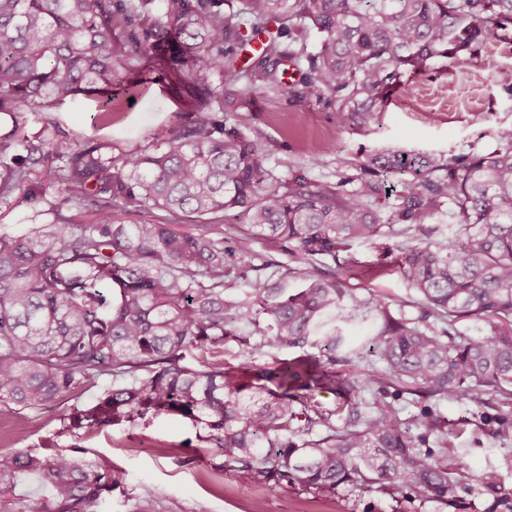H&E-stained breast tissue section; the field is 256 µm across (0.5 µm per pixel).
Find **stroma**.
Segmentation results:
<instances>
[{
  "label": "stroma",
  "mask_w": 512,
  "mask_h": 512,
  "mask_svg": "<svg viewBox=\"0 0 512 512\" xmlns=\"http://www.w3.org/2000/svg\"><path fill=\"white\" fill-rule=\"evenodd\" d=\"M127 78L123 71L112 78L111 126L98 120L92 97L65 101L54 112L75 139L110 137L129 149L147 146L157 126L188 124L191 106L166 70L140 68L133 85ZM240 88L228 118L251 138L275 144L272 164L281 177L303 167L313 179L335 182L361 176L359 162L380 152L448 158L498 148L499 131L512 128V39H488L459 59L437 61L425 73L404 79L386 105L381 129L372 132L339 128L333 108L317 99L299 103L245 81ZM246 262L252 280L274 281L297 266L287 244L267 238L254 240ZM318 267L330 280L350 271V287L363 298L384 300L393 315L416 318L425 309L421 295L401 277L394 254L382 247L354 243L337 258L322 259ZM439 410L455 430L454 445L471 471L496 466L512 487V439L497 434L495 395H486L479 405L446 401ZM28 417L25 432L14 437L9 450L73 453L92 467H109L122 475V486L107 498L103 512H131L134 498L154 493L160 496L161 512H248L256 501L263 512H394L396 506L383 494L316 499L290 488L259 489L241 475L215 470L214 449L190 420L176 414L78 437L64 429L55 412L32 410Z\"/></svg>",
  "instance_id": "1"
}]
</instances>
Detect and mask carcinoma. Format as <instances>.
I'll use <instances>...</instances> for the list:
<instances>
[{
  "label": "carcinoma",
  "mask_w": 512,
  "mask_h": 512,
  "mask_svg": "<svg viewBox=\"0 0 512 512\" xmlns=\"http://www.w3.org/2000/svg\"><path fill=\"white\" fill-rule=\"evenodd\" d=\"M0 0V200L27 205L46 182L60 190L49 210L75 215L58 224L0 232V406L17 422L27 409H50L71 432L147 416L177 414L200 426L216 449L214 467L240 473L267 491L292 487L317 496L356 490L398 493L409 505L453 508L476 481L490 512H512V490L493 466L471 478L436 405L484 395L512 408V129L487 154L445 158L394 151L365 160L368 178L335 183L299 169L277 176L272 144L253 140L219 111L238 84L283 89L275 65L305 66L295 99L334 107L340 128L380 126L385 101L402 78L439 59L457 58L493 33L512 36V0ZM319 49L307 52L310 32ZM261 39L255 60L238 67L234 44ZM146 58L167 68L193 101L191 125L161 126L144 149L117 142L75 143L52 108L96 95L112 115V75ZM219 77L214 85L210 77ZM41 112L29 133L21 110ZM403 182L386 217L376 202L390 175ZM354 184L349 189L347 185ZM94 208L91 221L81 220ZM157 209V223L123 224L119 215ZM448 213L457 230L439 224ZM247 226L224 236V221ZM193 222L195 235L176 230ZM398 241L401 276L434 318L395 317L382 300L361 298L318 273L353 241ZM293 246L303 285L255 280L233 298L247 273L235 257L255 237ZM375 331L376 360L336 367L344 343L323 337L325 358H274L264 348L302 346L326 316H356ZM264 321L261 341L238 364L224 363L229 324ZM471 318L490 333L462 336L437 324ZM112 386L92 406L65 405L76 391ZM336 397L333 409L309 392ZM413 395L431 401L407 419ZM37 478L45 501L16 512H99L123 484L110 468L93 472L71 455L0 451V496L19 475Z\"/></svg>",
  "instance_id": "obj_1"
}]
</instances>
